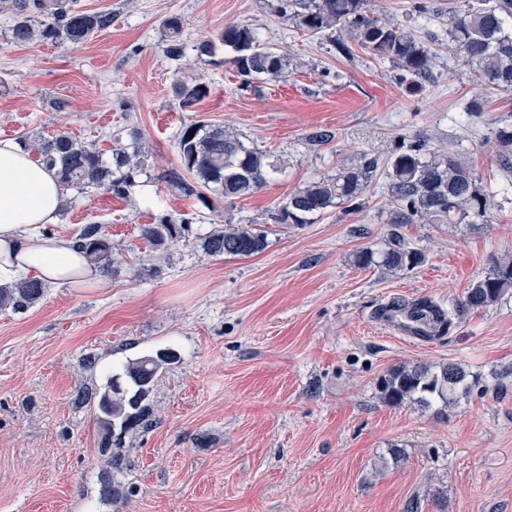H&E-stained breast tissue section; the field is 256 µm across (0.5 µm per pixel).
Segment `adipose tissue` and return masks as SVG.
<instances>
[{"label": "adipose tissue", "mask_w": 512, "mask_h": 512, "mask_svg": "<svg viewBox=\"0 0 512 512\" xmlns=\"http://www.w3.org/2000/svg\"><path fill=\"white\" fill-rule=\"evenodd\" d=\"M66 190L21 145L0 140V283L35 275L49 286L100 285L73 239L54 235Z\"/></svg>", "instance_id": "ef3b65f1"}]
</instances>
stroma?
<instances>
[{
    "instance_id": "obj_1",
    "label": "stroma",
    "mask_w": 512,
    "mask_h": 512,
    "mask_svg": "<svg viewBox=\"0 0 512 512\" xmlns=\"http://www.w3.org/2000/svg\"><path fill=\"white\" fill-rule=\"evenodd\" d=\"M415 2L372 5L433 42L432 73L417 89L359 45L338 54L267 0H77L112 14L79 45L14 42L15 15L0 9V139L64 130L107 153L116 133L135 128L149 164L123 197L69 189L48 227L73 235L101 225L122 258L117 273L0 312V512H405L413 498L419 512H512V290L454 314L425 343L379 315L394 300L452 311L496 261L512 259V194L500 191L512 182V150L495 140L499 128L512 131V92L479 86L449 51L447 10L463 0H429L435 11L425 17ZM172 16L189 44L218 39L228 24L251 26L297 67L244 91L227 48L201 67L178 65L165 53L162 23ZM181 78L204 82L208 96L182 107L173 91ZM476 98L485 110L473 117ZM196 120L285 160V174L207 206L157 181L178 167L176 134ZM319 129L331 141L309 145ZM419 136L430 149L464 153L488 186L490 224H406L401 234L425 255L420 267L399 276L357 268L353 251L383 247L391 231L381 170L360 207L300 227L273 223L277 206L313 178L388 160ZM165 216L253 224L269 245L250 257L181 242L159 249L139 227ZM167 349L177 359L148 398L152 423L125 437L114 468L99 453L93 405L77 394L127 359ZM448 362L480 383L447 415L378 399L375 382L392 367Z\"/></svg>"
}]
</instances>
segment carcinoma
<instances>
[{
	"mask_svg": "<svg viewBox=\"0 0 512 512\" xmlns=\"http://www.w3.org/2000/svg\"><path fill=\"white\" fill-rule=\"evenodd\" d=\"M4 9L20 17L12 30L16 42L36 39L79 44L96 32L112 25V13L82 10L76 0H0ZM275 13L297 28L313 35L345 30L360 46L373 55L398 65L402 79L419 85L429 78L435 54L396 20H383L369 8V0H276ZM42 17L40 27L32 25L34 16ZM512 0H469L448 24L449 49L469 67L481 85L491 89L512 90ZM166 54L173 60L185 57L179 18L164 22ZM221 44L230 49L233 68L240 87L247 89L262 77L278 80L293 70L292 58L260 44L259 34L247 25L224 27ZM194 61L206 64L215 55L216 44L201 40L192 46ZM182 104L190 106L207 94L203 82H180L174 86ZM130 145L116 143L111 158L93 145L85 144L66 131L33 139L22 137L20 145L36 161L54 172L67 187L81 189L103 187L115 195H124L145 169V155L139 147L137 129L127 133ZM181 169L162 176L187 196L207 203L209 192L226 198L251 195L265 187L280 167L269 156L247 147L224 126L195 121L181 127L176 137ZM389 168V223L403 224H476L490 223L489 194L481 178L462 157H440L418 139L400 147L386 163ZM379 167L370 158L360 166L340 168L336 174L315 179L288 197L273 214L277 224L298 227L313 222V216L342 204L359 200ZM142 238L156 247L188 241L194 235L202 250L211 256L249 257L268 246L267 234L250 226L214 227L199 234L189 222L171 216L155 224L140 225ZM78 240L87 261L102 273L113 271L117 263L112 242L98 224L80 229ZM353 265L360 269L378 267L389 274L411 271L424 262V255L408 245L394 230L387 247L376 252L362 247L352 254ZM512 288V261L497 263L490 273L468 289L455 313L488 307ZM45 284L25 277L11 285H0V311L20 313L38 302ZM410 315L423 320L436 333L451 326L452 317L436 304L423 300L412 305ZM177 359L171 350L128 359L120 374H107L95 386L94 396L84 392L78 399H94L96 421L101 430L99 452L118 466L122 437L147 425L150 407L146 400L156 378ZM479 384L469 378L461 365L449 362L435 368L421 364H403L391 368L377 381L381 401L392 407L407 404L429 408L440 405L439 414L447 416L448 405L460 394H468Z\"/></svg>",
	"mask_w": 512,
	"mask_h": 512,
	"instance_id": "1",
	"label": "carcinoma"
}]
</instances>
